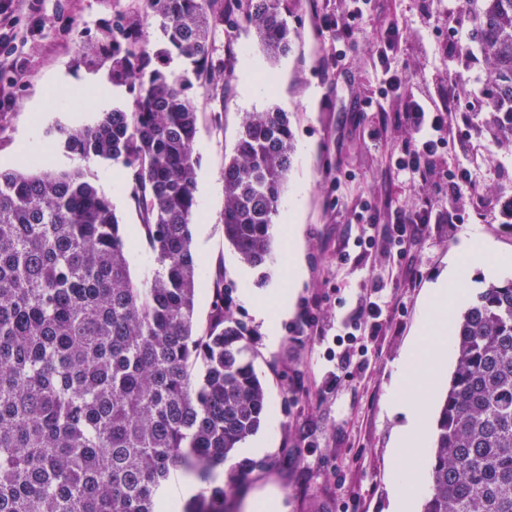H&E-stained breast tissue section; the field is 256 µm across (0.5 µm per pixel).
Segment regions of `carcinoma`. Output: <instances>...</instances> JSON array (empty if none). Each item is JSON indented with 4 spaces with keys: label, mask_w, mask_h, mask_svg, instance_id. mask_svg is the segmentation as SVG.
<instances>
[{
    "label": "carcinoma",
    "mask_w": 512,
    "mask_h": 512,
    "mask_svg": "<svg viewBox=\"0 0 512 512\" xmlns=\"http://www.w3.org/2000/svg\"><path fill=\"white\" fill-rule=\"evenodd\" d=\"M78 55L109 54L132 111L47 131L85 161L124 170L155 264L136 284L111 200L80 170L33 156L0 171V512H161L171 470L203 485L182 512H224L235 479L214 471L269 413L244 327L216 282L209 331L193 334L200 261L194 82L231 75L213 62L252 32L266 58L288 54L298 0H140ZM487 68L476 91L512 108V0H462ZM159 21L149 48L144 20ZM190 68L168 70L172 56ZM512 146V111L497 116ZM294 132L277 108L245 113L224 161V239L254 269L273 263L271 229ZM455 366L429 451L422 512H512V279L491 281L456 321Z\"/></svg>",
    "instance_id": "obj_1"
}]
</instances>
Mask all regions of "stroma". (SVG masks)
<instances>
[{"mask_svg":"<svg viewBox=\"0 0 512 512\" xmlns=\"http://www.w3.org/2000/svg\"><path fill=\"white\" fill-rule=\"evenodd\" d=\"M353 47L342 61L333 58L335 31L316 29L314 18L343 12V0H300L288 23L298 28L294 50L278 61L266 59L253 36L241 32L240 48L232 63L228 84L195 86L191 95L198 112L193 153L197 211L191 226L193 249L201 267L196 282L194 333L209 326L217 278L238 288L265 289L284 283L287 261L298 258L300 282L290 288L293 310L276 322L279 341L268 346L263 320L241 299H234L236 316L245 322L249 356L261 379L271 414L261 426L271 433L270 447L258 456L257 468L239 477L229 494L226 512H249L247 505L261 492L276 491L275 512H388V481L394 464L390 444L399 416L389 414L397 362L411 349L424 321L428 288L448 265V255L471 236L492 242L498 253L512 255V223H503L499 211L482 220L459 225H432L428 236L409 248V262L398 265L383 253L340 263L339 251L353 241L360 226L357 215L364 201L380 210L412 209L421 190L400 183L391 173L383 151L368 139L377 118L363 103L376 96L370 82L373 43L380 28L403 27L406 36L395 51L412 86L429 79L432 66L446 68L445 85L470 98L478 69L448 63V27L445 8L436 0H375ZM136 0H34L42 18L32 28L27 16L14 25L0 26L13 48V65L0 69V169L20 168L23 152H37L48 144L47 131L55 124L79 127L91 113L78 106L49 109L46 90L59 78L74 83L111 86L109 62L82 63L76 43L100 37L116 13L127 12ZM255 64V78L268 91L246 96L242 85L245 60ZM444 85V86H445ZM276 107L288 112L294 128V154L279 205L280 218H293L298 231L284 235L274 227L275 261L267 275L248 270L224 239V160L232 153L244 113ZM57 169H78L97 188L107 180L123 181L119 166L107 161H84L56 150ZM479 166L483 183L498 202L512 200V155L488 144ZM116 213L122 224L133 280L147 277L153 256L139 228L132 202ZM381 287L389 302L382 329L365 337V366L353 378L322 392L329 367L326 356L332 339H320L301 326L304 312L337 322Z\"/></svg>","mask_w":512,"mask_h":512,"instance_id":"stroma-1","label":"stroma"}]
</instances>
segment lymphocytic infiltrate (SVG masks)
Returning a JSON list of instances; mask_svg holds the SVG:
<instances>
[{
	"mask_svg": "<svg viewBox=\"0 0 512 512\" xmlns=\"http://www.w3.org/2000/svg\"><path fill=\"white\" fill-rule=\"evenodd\" d=\"M345 16L328 14L319 18V25L336 31V55L344 57L353 43L359 24L373 10V0H345ZM404 38L403 29L390 26L380 32L376 56L378 64L372 75L374 83L396 93L401 99L397 112H387L383 104H375L380 125L394 124L404 127L408 136L394 149V171L398 178L421 189L424 196L411 210L391 212L387 223L370 225L354 239L362 255L379 251L397 259H405L409 244L424 234L428 225L444 224L449 230L469 223L491 206V197L478 191L479 182L471 164H458L440 174L435 170V158L455 135L465 133L470 143L465 154L480 152L487 140L488 126L474 122L476 114L491 111L484 99L461 104L455 91H448L441 104H433L422 93L413 91L406 76L395 67L393 53ZM386 305L382 296L374 294L356 306L354 313L329 329L316 324L313 316H306L307 324L316 325L320 336H333L343 354L337 360L335 372L326 383L334 385L347 376L352 366L355 347L361 336L376 335L381 329L380 317Z\"/></svg>",
	"mask_w": 512,
	"mask_h": 512,
	"instance_id": "lymphocytic-infiltrate-1",
	"label": "lymphocytic infiltrate"
}]
</instances>
